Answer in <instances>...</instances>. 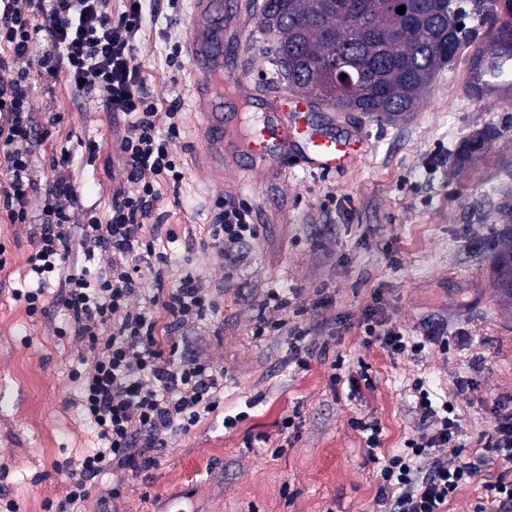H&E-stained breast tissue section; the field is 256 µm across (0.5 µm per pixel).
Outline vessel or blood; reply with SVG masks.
<instances>
[{
	"mask_svg": "<svg viewBox=\"0 0 512 512\" xmlns=\"http://www.w3.org/2000/svg\"><path fill=\"white\" fill-rule=\"evenodd\" d=\"M188 45L191 68L197 77V109L206 130L202 153L215 178L224 176V132L234 126V147L258 164L295 162L325 173L347 167L362 143L352 133H339L313 122L312 101L301 94L284 96L263 109L252 126H245L242 112L225 111L229 91L243 79L224 71V4L222 0H199Z\"/></svg>",
	"mask_w": 512,
	"mask_h": 512,
	"instance_id": "1",
	"label": "vessel or blood"
}]
</instances>
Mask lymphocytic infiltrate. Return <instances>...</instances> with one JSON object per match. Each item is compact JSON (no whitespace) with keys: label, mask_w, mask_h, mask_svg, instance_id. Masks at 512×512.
<instances>
[{"label":"lymphocytic infiltrate","mask_w":512,"mask_h":512,"mask_svg":"<svg viewBox=\"0 0 512 512\" xmlns=\"http://www.w3.org/2000/svg\"><path fill=\"white\" fill-rule=\"evenodd\" d=\"M145 0H126L120 19H112L105 0H0V159L10 173L0 207L10 223L31 221L27 201L36 188L31 181L24 143L43 135L29 108L26 75L14 72L10 58L29 55L33 46L32 16L44 22L48 48L38 58L42 73L65 75L79 93L97 96L106 111L125 116L130 130L118 140L128 184L112 197L107 223L68 221V209L79 199L72 175L61 174L42 189L48 204L33 236L30 278L37 287L16 291L29 313L43 311V286L56 282L67 310L69 331L88 356L71 380L73 407L92 429V445L78 460L65 461L70 491L53 512H78L100 475L119 466L145 476L158 468L168 431L189 432L202 417L220 406L224 374L208 361L187 356L175 340L163 341L160 330L180 329L206 320L216 309L207 288L193 274L178 287L147 289L141 267L165 263L151 236L164 226L156 212L159 182L184 179L174 152L180 137L177 112L159 125L158 108L145 89L134 57L142 29ZM208 235L229 263L241 262L259 230L245 203L228 202ZM108 254L105 264L89 270L96 252ZM84 257L76 267L75 256ZM370 342L392 354L422 352L414 341L369 310L362 322ZM417 405L435 426L432 437L409 439L400 452L385 457L379 472L382 499L392 512H441L463 487L496 462L512 463V408L497 404L482 448L463 459L445 462L434 448L453 441L459 417L452 402L434 406L423 382L413 387Z\"/></svg>","instance_id":"1"}]
</instances>
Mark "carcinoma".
Listing matches in <instances>:
<instances>
[{"label":"carcinoma","mask_w":512,"mask_h":512,"mask_svg":"<svg viewBox=\"0 0 512 512\" xmlns=\"http://www.w3.org/2000/svg\"><path fill=\"white\" fill-rule=\"evenodd\" d=\"M405 12L397 13L399 6ZM492 18L487 39L477 27ZM262 30L288 83L319 104L349 99L352 111L390 120L413 106L457 52L477 44L467 92L512 76V0H263ZM351 73L343 82L336 69ZM495 286L512 296V233L502 243Z\"/></svg>","instance_id":"cac0c4a2"}]
</instances>
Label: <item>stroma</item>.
Instances as JSON below:
<instances>
[{
  "instance_id": "1",
  "label": "stroma",
  "mask_w": 512,
  "mask_h": 512,
  "mask_svg": "<svg viewBox=\"0 0 512 512\" xmlns=\"http://www.w3.org/2000/svg\"><path fill=\"white\" fill-rule=\"evenodd\" d=\"M232 2L224 68L247 81L260 108L288 94V84L260 33V0ZM195 7V0H148L135 58L159 112L174 106L180 113L176 151L185 178L178 188L161 182L158 204L175 235L155 240L154 248L169 260L164 287H178L190 272L215 296V313L184 346L223 368L222 414L188 433L164 434L165 455L151 478L123 467L100 477L84 512H155L171 495L184 512H387L378 496L380 465L354 420L380 425L384 455L432 433L416 410L413 384L422 380L435 403L457 404L458 436L434 451L451 461L480 448L493 404L512 397V297L494 286L502 211L512 209V88L469 96L471 51L464 48L414 110L395 121L313 109L314 120L364 137L363 154L347 170L249 168L230 150L219 184L196 162V77L167 59L186 48ZM13 69L30 75L31 110L45 131L31 149V178L42 185L70 171L82 197L71 223L107 221L112 194L124 184L115 142L127 122L65 77L39 75L29 58L15 60ZM485 129L495 132L485 150L459 160ZM228 200L250 205L260 229L236 265L217 256L208 235ZM45 205L42 193L31 195L29 224L0 213V512H45L46 503L63 500L69 485L56 466L90 444L89 428L67 406L76 393L68 374L84 349L65 333L69 321L56 289L45 295V316L29 315L12 296L27 273L34 221ZM272 289L288 294L287 309L263 307ZM375 306L389 325L417 339L442 323L446 343L397 355L366 342L360 324ZM262 318L281 322L277 335L254 336ZM301 330L313 349L303 368L293 361ZM364 368L372 387L350 389ZM461 378L475 386L463 398L456 394ZM287 416L295 426L285 430Z\"/></svg>"
}]
</instances>
